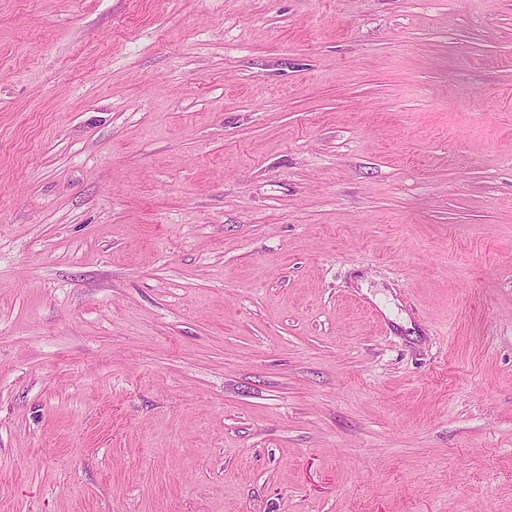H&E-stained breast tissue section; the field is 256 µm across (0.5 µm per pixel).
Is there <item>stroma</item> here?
<instances>
[{
	"mask_svg": "<svg viewBox=\"0 0 512 512\" xmlns=\"http://www.w3.org/2000/svg\"><path fill=\"white\" fill-rule=\"evenodd\" d=\"M0 512H512V0H0Z\"/></svg>",
	"mask_w": 512,
	"mask_h": 512,
	"instance_id": "obj_1",
	"label": "stroma"
}]
</instances>
